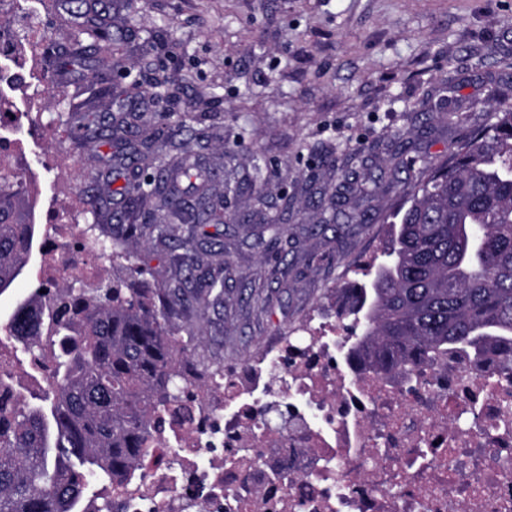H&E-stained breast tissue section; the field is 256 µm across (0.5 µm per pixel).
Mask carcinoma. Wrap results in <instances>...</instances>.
I'll return each instance as SVG.
<instances>
[{
	"instance_id": "obj_1",
	"label": "carcinoma",
	"mask_w": 512,
	"mask_h": 512,
	"mask_svg": "<svg viewBox=\"0 0 512 512\" xmlns=\"http://www.w3.org/2000/svg\"><path fill=\"white\" fill-rule=\"evenodd\" d=\"M64 9L91 26L87 0H65ZM78 38L63 53L65 72L82 73L106 45ZM457 137L451 157L430 161L407 147L387 163L400 175L399 203L373 213L376 187L350 182L343 191L357 204L343 213L348 224L378 220L395 229L391 247L363 268V278L340 288L337 316L360 329L358 352L379 371L408 368L417 357L490 350L512 366V104L500 105L478 128L450 110ZM164 112L147 131L122 112H85L77 135L93 149L109 147L126 161L117 175L121 201L111 215L112 253L125 259L105 288L64 284L35 292L17 305L4 324L10 337L33 349L44 336L54 378L42 404L29 403L0 374V512H80L88 488L121 481L154 441V417L182 414L187 399L189 356L198 343L196 322L208 312L224 313V278L231 265L224 249V195L210 196L219 171L172 137ZM171 150L145 164L136 143ZM155 198L162 214L130 220ZM214 231H209V228ZM268 245L282 248L285 228L269 220ZM36 225L29 222L23 188L10 164L0 165V295L27 266ZM151 240L166 249L175 274L188 273L191 288H172L146 278L123 242ZM205 244L210 262L200 267L196 249ZM224 355L200 356L196 378L208 379Z\"/></svg>"
}]
</instances>
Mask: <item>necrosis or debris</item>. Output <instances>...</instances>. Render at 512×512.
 Instances as JSON below:
<instances>
[{"instance_id": "necrosis-or-debris-1", "label": "necrosis or debris", "mask_w": 512, "mask_h": 512, "mask_svg": "<svg viewBox=\"0 0 512 512\" xmlns=\"http://www.w3.org/2000/svg\"><path fill=\"white\" fill-rule=\"evenodd\" d=\"M54 58L46 35L30 49L0 21L5 143L59 137L40 101ZM80 151L16 168L50 287L112 265L74 189ZM353 343L318 314L227 362L223 382L198 383L185 416L163 422L113 512H512V368L457 354L384 374L354 361Z\"/></svg>"}]
</instances>
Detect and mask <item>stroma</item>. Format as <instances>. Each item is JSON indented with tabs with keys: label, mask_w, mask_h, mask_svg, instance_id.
I'll return each instance as SVG.
<instances>
[{
	"label": "stroma",
	"mask_w": 512,
	"mask_h": 512,
	"mask_svg": "<svg viewBox=\"0 0 512 512\" xmlns=\"http://www.w3.org/2000/svg\"><path fill=\"white\" fill-rule=\"evenodd\" d=\"M21 2V12L8 18L21 36L37 30L58 47L72 40L64 11L49 9L48 0ZM89 3L111 25L114 45L87 75L59 78L49 118L66 123L90 96L93 77L120 69L128 74L117 86L125 111L138 124L155 123L166 105L154 87L130 92L131 80L155 72L178 91L177 113L193 129L180 142L226 164L243 184L225 209L229 286L254 287L278 265L288 271L266 312L235 304L213 318L204 346L214 349L223 336L232 359L254 355L310 311L332 306L331 290L346 272L390 245L386 224L311 235L309 225L330 217L316 205L318 191L334 187L343 170L376 181L375 209L393 207L398 195L385 160L395 136L407 134L432 160L448 158L457 146L449 105L483 125L493 110L487 89L512 50V0H139L134 10L125 0ZM214 97L221 101L216 114L208 107ZM328 154L337 170L321 166ZM77 166L98 199L96 223H109L120 186L111 159L84 150ZM284 196L288 212L273 213L272 203ZM271 216L287 230V258L265 250L253 233ZM41 263L33 250L0 295V324L40 286Z\"/></svg>",
	"instance_id": "35a3bbf8"
}]
</instances>
